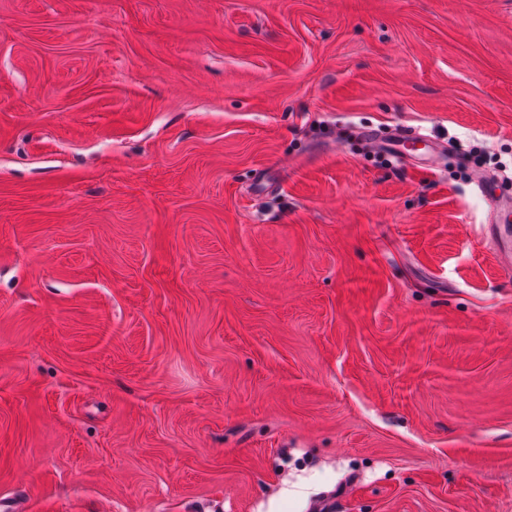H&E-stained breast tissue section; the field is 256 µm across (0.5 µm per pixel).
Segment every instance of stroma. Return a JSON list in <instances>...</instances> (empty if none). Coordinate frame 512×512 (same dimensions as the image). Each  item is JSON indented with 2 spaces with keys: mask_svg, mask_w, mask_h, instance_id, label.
I'll use <instances>...</instances> for the list:
<instances>
[{
  "mask_svg": "<svg viewBox=\"0 0 512 512\" xmlns=\"http://www.w3.org/2000/svg\"><path fill=\"white\" fill-rule=\"evenodd\" d=\"M363 126L512 201V0H0V499L512 512V208ZM360 137L363 139L364 143L368 145L370 148L378 149L379 147H391L393 151L397 153H402L401 147L405 146V139H424V137L419 133L408 134L404 130L397 131L395 130L394 138L391 140L384 139L379 133L378 130L373 128H363L360 131ZM473 180L477 188L485 196L490 205L488 221L484 222L483 224H498L500 203L495 193L493 178L487 177L479 172H475Z\"/></svg>",
  "mask_w": 512,
  "mask_h": 512,
  "instance_id": "stroma-1",
  "label": "stroma"
}]
</instances>
